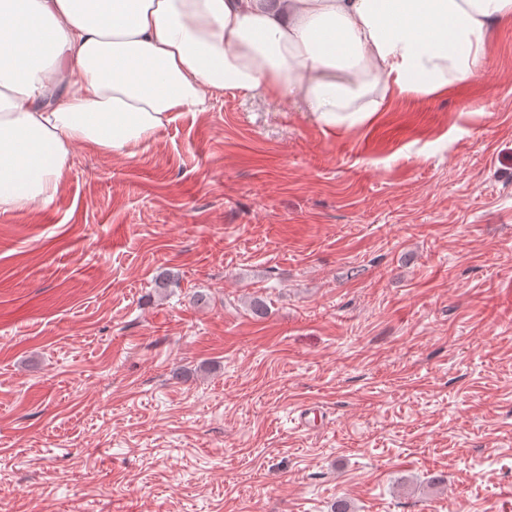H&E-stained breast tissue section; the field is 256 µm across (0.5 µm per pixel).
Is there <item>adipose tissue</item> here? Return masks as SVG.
<instances>
[{"instance_id": "adipose-tissue-1", "label": "adipose tissue", "mask_w": 512, "mask_h": 512, "mask_svg": "<svg viewBox=\"0 0 512 512\" xmlns=\"http://www.w3.org/2000/svg\"><path fill=\"white\" fill-rule=\"evenodd\" d=\"M512 0H0V210L50 202L74 148L130 156L212 96L326 127L477 76Z\"/></svg>"}]
</instances>
